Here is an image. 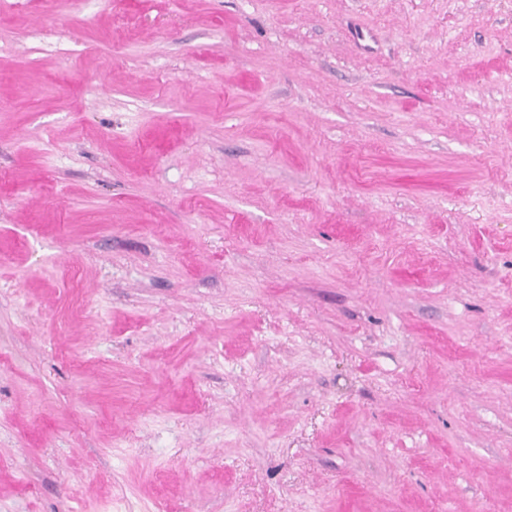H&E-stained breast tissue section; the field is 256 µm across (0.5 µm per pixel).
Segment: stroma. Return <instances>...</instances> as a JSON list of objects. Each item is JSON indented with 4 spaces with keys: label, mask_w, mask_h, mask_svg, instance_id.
I'll return each instance as SVG.
<instances>
[{
    "label": "stroma",
    "mask_w": 512,
    "mask_h": 512,
    "mask_svg": "<svg viewBox=\"0 0 512 512\" xmlns=\"http://www.w3.org/2000/svg\"><path fill=\"white\" fill-rule=\"evenodd\" d=\"M0 512H512V0H0Z\"/></svg>",
    "instance_id": "obj_1"
}]
</instances>
